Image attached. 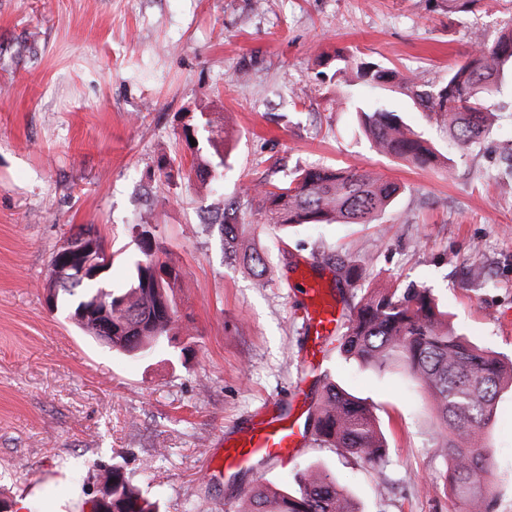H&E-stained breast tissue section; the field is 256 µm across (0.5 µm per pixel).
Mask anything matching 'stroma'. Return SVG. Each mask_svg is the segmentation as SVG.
<instances>
[{
	"instance_id": "1",
	"label": "stroma",
	"mask_w": 512,
	"mask_h": 512,
	"mask_svg": "<svg viewBox=\"0 0 512 512\" xmlns=\"http://www.w3.org/2000/svg\"><path fill=\"white\" fill-rule=\"evenodd\" d=\"M512 26V0H0V492L23 512H89L102 465L122 466L160 512H235L257 480L293 487L318 464L361 512H456L435 421L400 370L343 361L340 334L314 343L300 288L320 278L341 315L371 290L433 289L455 330L512 357V76L480 148L460 152L424 112L475 42ZM395 73L359 86L448 162L420 169L362 136L336 50ZM226 119V160L211 183L166 179L159 161L191 166L202 118ZM193 137H186V129ZM371 171L400 185L373 224L280 232L253 185L298 169ZM234 208L270 257L257 282L227 258L211 218ZM152 224L188 334L128 356L83 333L42 284L71 228L93 227L122 287L129 227ZM359 268L353 285L339 262ZM329 376L375 407L388 442L371 469L305 438L286 460L225 471L226 442L270 411L303 425ZM493 512H512V392L489 433Z\"/></svg>"
}]
</instances>
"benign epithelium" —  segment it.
<instances>
[{
	"mask_svg": "<svg viewBox=\"0 0 512 512\" xmlns=\"http://www.w3.org/2000/svg\"><path fill=\"white\" fill-rule=\"evenodd\" d=\"M105 255V244L97 234L84 233L71 238L54 262L52 273L43 285L47 303L56 306L61 280L69 276L81 278L87 274H103L107 265Z\"/></svg>",
	"mask_w": 512,
	"mask_h": 512,
	"instance_id": "1",
	"label": "benign epithelium"
}]
</instances>
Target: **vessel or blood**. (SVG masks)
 Listing matches in <instances>:
<instances>
[{"mask_svg": "<svg viewBox=\"0 0 512 512\" xmlns=\"http://www.w3.org/2000/svg\"><path fill=\"white\" fill-rule=\"evenodd\" d=\"M305 289L312 298L307 317L314 336L332 335L339 322L335 305L324 297L318 283H308ZM302 439V432L286 419L276 416L261 418L225 448L224 468L233 471L252 466L259 459L288 458Z\"/></svg>", "mask_w": 512, "mask_h": 512, "instance_id": "b4317fda", "label": "vessel or blood"}]
</instances>
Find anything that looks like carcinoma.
I'll list each match as a JSON object with an SVG mask.
<instances>
[{"label":"carcinoma","instance_id":"obj_1","mask_svg":"<svg viewBox=\"0 0 512 512\" xmlns=\"http://www.w3.org/2000/svg\"><path fill=\"white\" fill-rule=\"evenodd\" d=\"M512 71V28L491 46L477 45L469 59L451 70L434 93L416 94L425 111L448 128L458 149L469 151L486 136L498 81ZM350 88L339 101L360 116L364 134L383 153L419 167L436 161L433 150L404 122L381 107L362 105L352 87L379 82L392 71L375 63L355 62ZM211 153L196 155L191 171L205 183L224 165L216 140L207 137ZM400 187L367 173L341 168H308L270 189H261L265 221L279 228L303 224H371L395 202ZM225 245L235 260L261 280L270 262L255 237L234 218L221 214ZM132 238L139 255L125 288H108L112 299V336L104 337L88 319L80 327L106 346L127 354H142L181 332L174 289L182 286L183 268L162 258L166 254L150 224H134ZM101 279H80L63 289L72 298L69 312L103 293ZM339 352L361 367L403 369L429 397L437 419L436 440L451 461L450 481L458 512H492L494 487L486 433L497 413L501 391L512 387V359L479 347L456 335L448 325L431 289L410 286L383 288L354 307ZM313 436L373 468L385 459L387 439L373 408L340 384L326 380L323 396L310 413ZM99 481L112 483V512H158L157 501L143 495L123 468L101 469ZM297 489L274 488L258 481L243 490L237 512H360L349 493L330 474L309 467L296 477Z\"/></svg>","mask_w":512,"mask_h":512}]
</instances>
